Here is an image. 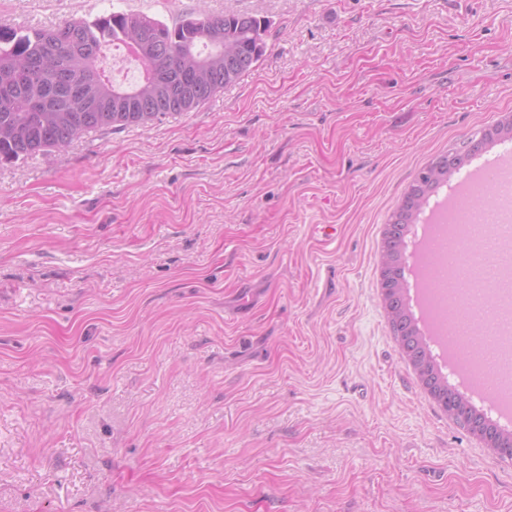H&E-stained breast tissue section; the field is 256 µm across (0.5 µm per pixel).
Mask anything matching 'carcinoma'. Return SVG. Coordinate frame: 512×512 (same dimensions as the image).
<instances>
[{"label":"carcinoma","instance_id":"obj_1","mask_svg":"<svg viewBox=\"0 0 512 512\" xmlns=\"http://www.w3.org/2000/svg\"><path fill=\"white\" fill-rule=\"evenodd\" d=\"M265 21L248 13L188 14L171 25L142 14L110 12L53 28L0 26V159L18 161L71 144V133L112 131L145 125L159 117L191 112L248 73L263 56ZM143 33L137 61L144 80L112 81L99 65L103 43H127ZM235 50L237 63L225 54ZM448 177L422 168L397 213L416 224L430 198ZM408 230L388 242L398 262L392 335L423 359L432 380L430 397L448 407V394L465 396L448 384L411 311L403 304Z\"/></svg>","mask_w":512,"mask_h":512}]
</instances>
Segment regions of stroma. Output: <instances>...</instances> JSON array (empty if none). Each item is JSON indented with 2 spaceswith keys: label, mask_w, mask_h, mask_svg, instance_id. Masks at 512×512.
<instances>
[{
  "label": "stroma",
  "mask_w": 512,
  "mask_h": 512,
  "mask_svg": "<svg viewBox=\"0 0 512 512\" xmlns=\"http://www.w3.org/2000/svg\"><path fill=\"white\" fill-rule=\"evenodd\" d=\"M267 21L198 109L0 163V512H512L379 288L428 159L512 111V0H0Z\"/></svg>",
  "instance_id": "35a3bbf8"
}]
</instances>
